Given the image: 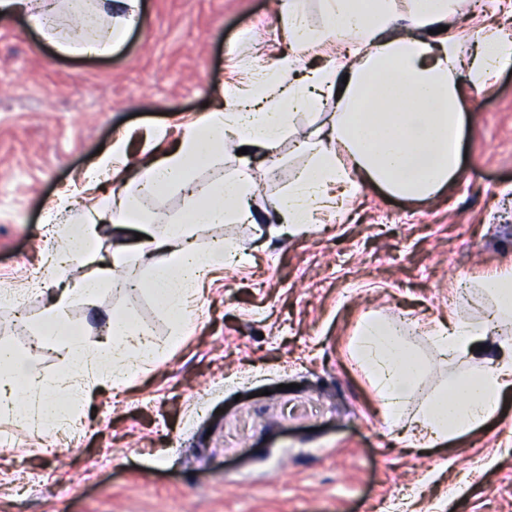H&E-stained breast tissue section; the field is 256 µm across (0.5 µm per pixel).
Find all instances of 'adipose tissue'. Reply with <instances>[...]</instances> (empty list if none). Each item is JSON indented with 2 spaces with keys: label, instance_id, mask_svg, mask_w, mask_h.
I'll list each match as a JSON object with an SVG mask.
<instances>
[{
  "label": "adipose tissue",
  "instance_id": "obj_1",
  "mask_svg": "<svg viewBox=\"0 0 512 512\" xmlns=\"http://www.w3.org/2000/svg\"><path fill=\"white\" fill-rule=\"evenodd\" d=\"M80 2L0 0V18L25 17L66 53L111 55L138 22L137 0H108L115 14L109 25L101 21L98 7L84 8ZM308 4L277 0L289 52L276 70L251 72L247 90L233 81L224 83L218 105L188 125L175 147L147 159L134 178L115 176L116 163L127 158V143L120 137L113 141L86 174L89 185L108 181L111 189L90 214L76 217L77 229L62 248V262H48L43 278L55 277L65 263L92 262V245L101 230L135 224L143 234L138 251L153 263L146 287L177 326L188 325L203 279L236 252L231 245L199 250L192 229L254 220L261 169L253 165L252 153L274 155L299 112L331 103L336 110L327 134L305 141L308 163L264 214L262 230L268 235L286 225L305 230L367 187L426 200L459 178L462 90L482 92L512 68V29L489 23L461 27L457 0H321L323 21L314 27L307 22ZM465 39L473 45L466 57L460 54ZM320 46L333 47L335 59L294 76V69ZM227 152L236 155L233 176L193 189L195 170ZM186 187L191 193L185 220L154 229L141 197ZM127 252L123 242H115L98 277L76 282L54 298L41 329L64 327L73 301L92 302L113 271L126 265ZM478 288L493 318L512 321L511 270L481 280ZM107 322L112 327L107 344L91 349L76 338L63 342L68 369L52 380L41 376L30 359L1 347L0 409H15L13 386L21 378L38 391L43 415L62 419L68 401L81 400L87 392L71 373L87 355L113 388L129 386L143 364L156 361L157 351L144 330L126 317L112 314ZM427 333L441 354L465 355L477 366L420 404L415 394L424 363L405 346L399 326L367 318L355 352L371 376L381 415L401 427L413 447L434 446L484 426L512 390L511 338L490 336L483 321L460 315L437 322Z\"/></svg>",
  "mask_w": 512,
  "mask_h": 512
}]
</instances>
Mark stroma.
<instances>
[{
	"instance_id": "obj_1",
	"label": "stroma",
	"mask_w": 512,
	"mask_h": 512,
	"mask_svg": "<svg viewBox=\"0 0 512 512\" xmlns=\"http://www.w3.org/2000/svg\"><path fill=\"white\" fill-rule=\"evenodd\" d=\"M138 12L143 25L107 57L60 54L20 17L0 23V290L26 297L31 324L49 300L29 289L47 257L45 218L62 197L77 213L90 206L98 148L122 135L131 161L163 152L226 81L276 68L287 50L274 0H139ZM464 111L463 174L431 200L367 188L300 233L199 228L201 249L226 239L239 259L204 282L177 346L147 289L74 302L88 344L91 326L121 313L162 357L118 391L94 378L78 447L48 445L30 408L0 415V512L30 474V512H373L379 498L400 512H512V395L483 427L417 452L392 444L354 358L367 314L407 312L404 341L428 364L417 400L473 367L442 359L426 327L482 318L476 284L512 265V73ZM330 122L324 110L296 116L258 209L306 164L299 142ZM29 340L0 306V345L60 374L57 342L34 351Z\"/></svg>"
}]
</instances>
